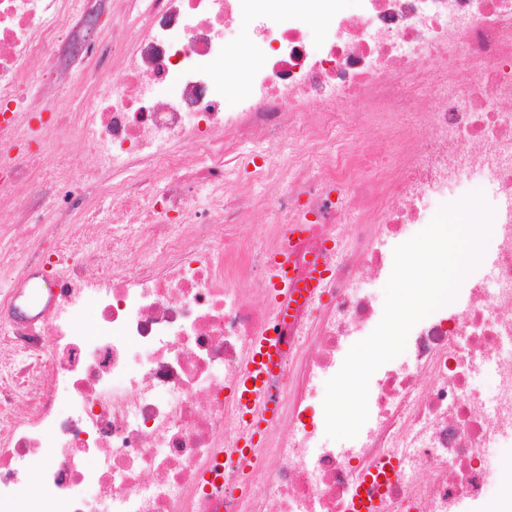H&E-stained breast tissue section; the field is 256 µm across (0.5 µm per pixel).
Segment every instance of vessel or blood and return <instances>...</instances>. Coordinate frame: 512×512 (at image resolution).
<instances>
[{
  "label": "vessel or blood",
  "instance_id": "vessel-or-blood-1",
  "mask_svg": "<svg viewBox=\"0 0 512 512\" xmlns=\"http://www.w3.org/2000/svg\"><path fill=\"white\" fill-rule=\"evenodd\" d=\"M272 271L270 297L272 301L287 302L292 290L287 252H280L270 263ZM279 338L267 333L255 339L247 358L237 389V405L243 423L258 429L261 418H272L274 408L267 399L268 377L277 366ZM402 475L395 457L382 456L360 475L355 483L349 512H383L386 491Z\"/></svg>",
  "mask_w": 512,
  "mask_h": 512
}]
</instances>
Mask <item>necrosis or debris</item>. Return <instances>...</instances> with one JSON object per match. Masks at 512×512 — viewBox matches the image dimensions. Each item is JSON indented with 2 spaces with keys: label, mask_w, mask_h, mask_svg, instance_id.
I'll list each match as a JSON object with an SVG mask.
<instances>
[{
  "label": "necrosis or debris",
  "mask_w": 512,
  "mask_h": 512,
  "mask_svg": "<svg viewBox=\"0 0 512 512\" xmlns=\"http://www.w3.org/2000/svg\"><path fill=\"white\" fill-rule=\"evenodd\" d=\"M240 2L148 0L123 37L92 41L96 0H0V200L28 192L0 224L23 217L55 240L33 260L0 245L35 312L0 327V512H346L389 453L403 473L386 512H512L489 490L512 486V462L486 461L512 447V0H357L354 16L337 0H251L239 83ZM91 56L120 57L123 80L95 79L69 115L67 71ZM37 85L51 95L43 121ZM369 128L387 135L383 159L356 147ZM74 139L93 167L40 168L50 142ZM105 171L124 175L111 237L43 223L41 201L71 218L78 185ZM465 179L495 193L490 274H468L462 300L412 328L368 394L369 425L335 442L308 403L382 318L368 282L388 281L394 248ZM258 208L271 220L254 252L237 227ZM203 224L223 225L219 245ZM292 224L307 234L289 240ZM288 240L295 288L276 309L268 259ZM272 328L279 411L248 466L232 456L234 389ZM36 453L50 492L23 498ZM250 14L249 9L243 10L237 29L236 43L233 45L235 51L239 54V70H242V76L245 74L247 76L253 65L245 51L247 44L254 35Z\"/></svg>",
  "instance_id": "4bbe7bcc"
}]
</instances>
